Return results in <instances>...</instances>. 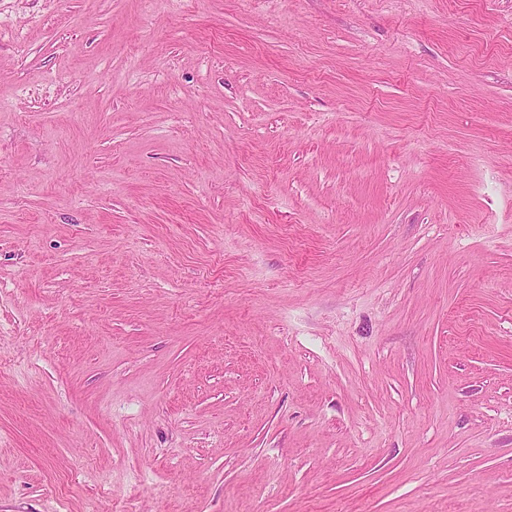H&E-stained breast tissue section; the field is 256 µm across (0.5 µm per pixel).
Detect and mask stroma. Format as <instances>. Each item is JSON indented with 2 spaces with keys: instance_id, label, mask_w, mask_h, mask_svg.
Instances as JSON below:
<instances>
[{
  "instance_id": "obj_1",
  "label": "stroma",
  "mask_w": 512,
  "mask_h": 512,
  "mask_svg": "<svg viewBox=\"0 0 512 512\" xmlns=\"http://www.w3.org/2000/svg\"><path fill=\"white\" fill-rule=\"evenodd\" d=\"M512 512V0H0V512Z\"/></svg>"
}]
</instances>
